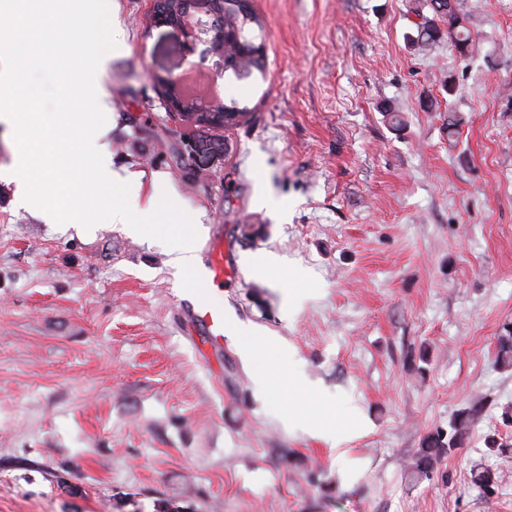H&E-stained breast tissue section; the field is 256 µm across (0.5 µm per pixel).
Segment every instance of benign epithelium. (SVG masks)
<instances>
[{"mask_svg": "<svg viewBox=\"0 0 512 512\" xmlns=\"http://www.w3.org/2000/svg\"><path fill=\"white\" fill-rule=\"evenodd\" d=\"M216 13L214 0H184L181 9L173 7L153 14V22L178 28L185 34L190 48L203 41L207 33L204 18ZM154 82L168 113L181 121L196 126L224 131V125L236 114L224 111V103L217 98L193 95L182 89L175 75H155Z\"/></svg>", "mask_w": 512, "mask_h": 512, "instance_id": "7a95c632", "label": "benign epithelium"}]
</instances>
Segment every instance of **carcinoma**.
Listing matches in <instances>:
<instances>
[{
	"mask_svg": "<svg viewBox=\"0 0 512 512\" xmlns=\"http://www.w3.org/2000/svg\"><path fill=\"white\" fill-rule=\"evenodd\" d=\"M420 22L416 23L420 40L417 46L427 47L448 34L452 45L460 56L466 57L473 51V39L468 21L456 11L454 0H414L412 5ZM215 29L235 30L238 36L227 42L224 49V71L236 76L249 75L252 70L264 71L266 54L254 56L256 47L264 46L262 38V20L254 7V0H247L245 10L233 14H224L213 19ZM447 24V32H442L441 24ZM478 409L473 407L461 412L454 419L448 436L441 433L430 434L423 439L417 452V466L430 469L444 455L460 447L468 437Z\"/></svg>",
	"mask_w": 512,
	"mask_h": 512,
	"instance_id": "carcinoma-1",
	"label": "carcinoma"
}]
</instances>
